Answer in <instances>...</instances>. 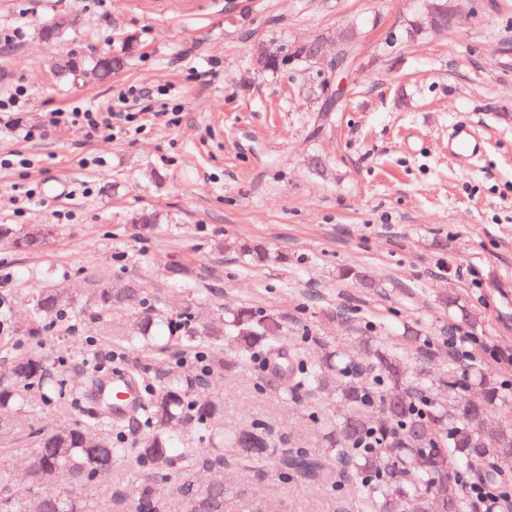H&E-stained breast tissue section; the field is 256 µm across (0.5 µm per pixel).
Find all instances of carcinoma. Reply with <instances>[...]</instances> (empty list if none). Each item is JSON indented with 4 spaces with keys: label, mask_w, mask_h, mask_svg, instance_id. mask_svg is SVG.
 I'll use <instances>...</instances> for the list:
<instances>
[{
    "label": "carcinoma",
    "mask_w": 512,
    "mask_h": 512,
    "mask_svg": "<svg viewBox=\"0 0 512 512\" xmlns=\"http://www.w3.org/2000/svg\"><path fill=\"white\" fill-rule=\"evenodd\" d=\"M133 43L125 41L112 54L94 61L100 76L124 66ZM359 54L356 36L348 33L336 57L351 65ZM50 230L36 226L20 231L0 224V239L31 249L44 244ZM224 249L252 265L288 263V255L246 240L229 241ZM30 323L20 328L29 336L50 331L53 319L64 315L70 298L63 288H35L27 299ZM86 309L97 316L114 309L131 312L132 329L142 346L160 352L184 348L205 337L211 350L188 380L167 378L143 388L141 417L146 431L130 439L119 424L83 402L82 392L65 384L64 360L49 364L40 354L19 357L7 379H0V413L23 405H47L59 400L78 412L80 419L48 433H34L35 447L28 454V475L34 488L56 481L72 489L89 484L87 472L112 473L121 457L133 458L138 472L132 490L118 488L111 502L96 505L74 493L56 500H28L4 493L0 512H224L229 491L224 485V440L258 469L272 468L279 476L313 482L320 478L340 487L351 479L365 490L371 512H417L428 503L442 512H467L462 480L506 486L512 480V423L485 426L489 411L512 403L505 389L481 364L448 361V374L433 383L421 367L412 368L403 353L367 337L365 364L346 351L330 350L318 361L299 353H284L279 336L285 318L273 311L241 307L219 313L204 327L193 326V299H186L178 315L170 314L142 286L129 281L123 288L112 280L91 283ZM238 356L277 355L283 359L275 374L264 379L277 389L288 378V395L298 401L315 396L339 401L337 414L319 418L325 450L311 455L301 448H276L268 429L255 424L224 434L216 421L224 414L217 396L199 397L194 388L206 386L224 369V351ZM175 426L192 429L203 441L215 444L213 455L201 458L189 448H177L171 435ZM171 474L180 477L178 502L155 494L154 484Z\"/></svg>",
    "instance_id": "carcinoma-1"
}]
</instances>
